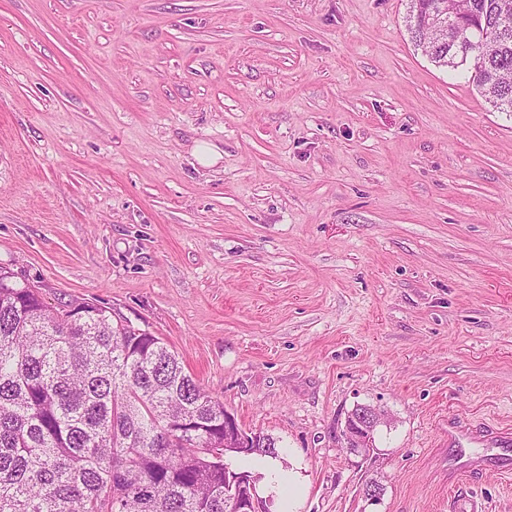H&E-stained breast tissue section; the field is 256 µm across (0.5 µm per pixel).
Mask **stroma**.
Listing matches in <instances>:
<instances>
[{
    "label": "stroma",
    "instance_id": "stroma-1",
    "mask_svg": "<svg viewBox=\"0 0 512 512\" xmlns=\"http://www.w3.org/2000/svg\"><path fill=\"white\" fill-rule=\"evenodd\" d=\"M405 14L0 0V266L162 338L272 437L300 491L264 512H512V474L448 478L449 416L512 426V112ZM368 406H357L348 416H357L360 412L359 418L355 419L356 424L350 427L346 424L347 434L346 439L350 448H372L373 436L376 427L380 423V415L375 409ZM367 408V409H366Z\"/></svg>",
    "mask_w": 512,
    "mask_h": 512
}]
</instances>
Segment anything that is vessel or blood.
Segmentation results:
<instances>
[{
    "label": "vessel or blood",
    "mask_w": 512,
    "mask_h": 512,
    "mask_svg": "<svg viewBox=\"0 0 512 512\" xmlns=\"http://www.w3.org/2000/svg\"><path fill=\"white\" fill-rule=\"evenodd\" d=\"M512 471V432L493 425L448 420V471L474 478L485 471Z\"/></svg>",
    "instance_id": "obj_1"
}]
</instances>
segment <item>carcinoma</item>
<instances>
[{
  "mask_svg": "<svg viewBox=\"0 0 512 512\" xmlns=\"http://www.w3.org/2000/svg\"><path fill=\"white\" fill-rule=\"evenodd\" d=\"M441 11L454 26L431 25ZM405 22L512 112V0H409ZM75 304L0 270V512H226L224 404L161 338Z\"/></svg>",
  "mask_w": 512,
  "mask_h": 512,
  "instance_id": "1",
  "label": "carcinoma"
}]
</instances>
